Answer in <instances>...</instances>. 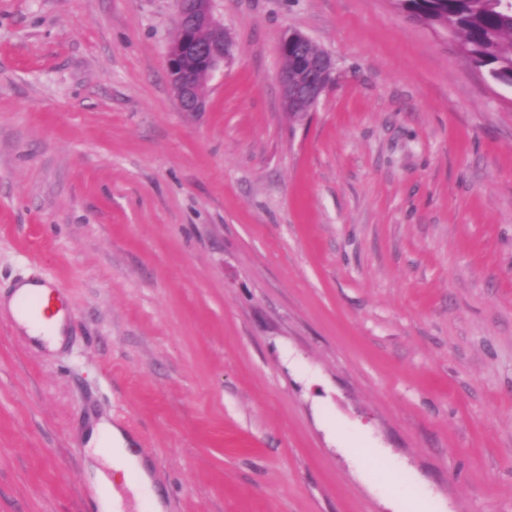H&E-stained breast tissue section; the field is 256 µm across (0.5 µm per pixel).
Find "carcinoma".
I'll return each instance as SVG.
<instances>
[{"label": "carcinoma", "instance_id": "1", "mask_svg": "<svg viewBox=\"0 0 512 512\" xmlns=\"http://www.w3.org/2000/svg\"><path fill=\"white\" fill-rule=\"evenodd\" d=\"M406 13L457 44L459 53L495 83L512 87V2L407 0Z\"/></svg>", "mask_w": 512, "mask_h": 512}]
</instances>
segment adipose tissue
I'll use <instances>...</instances> for the list:
<instances>
[{
    "instance_id": "obj_1",
    "label": "adipose tissue",
    "mask_w": 512,
    "mask_h": 512,
    "mask_svg": "<svg viewBox=\"0 0 512 512\" xmlns=\"http://www.w3.org/2000/svg\"><path fill=\"white\" fill-rule=\"evenodd\" d=\"M86 440L87 453L94 464L90 468V481L97 493L94 497L96 512H120L122 500L120 497L99 495L100 487L111 485L113 478H125L136 475V491L152 488L153 482L149 465L142 455L134 452L130 439L119 427L111 421L100 418L92 421L83 432ZM109 443L108 452H101L102 443Z\"/></svg>"
}]
</instances>
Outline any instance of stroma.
Wrapping results in <instances>:
<instances>
[{"mask_svg":"<svg viewBox=\"0 0 512 512\" xmlns=\"http://www.w3.org/2000/svg\"><path fill=\"white\" fill-rule=\"evenodd\" d=\"M181 110L175 0H0V512H90L121 426L165 512H512V88L394 0H215ZM335 60L289 118L285 33ZM213 0H177L176 35L169 46L167 71L182 111L203 112L206 96L201 92L224 64L231 38L215 17ZM202 35L203 41L197 36ZM47 288L50 292L33 291L27 293L19 301L17 314L23 321L29 322L34 327L42 331L54 323L57 313L65 308L63 305L57 306V300L61 292L55 285Z\"/></svg>","mask_w":512,"mask_h":512,"instance_id":"35a3bbf8","label":"stroma"}]
</instances>
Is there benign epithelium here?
I'll return each mask as SVG.
<instances>
[{
    "instance_id": "7a95c632",
    "label": "benign epithelium",
    "mask_w": 512,
    "mask_h": 512,
    "mask_svg": "<svg viewBox=\"0 0 512 512\" xmlns=\"http://www.w3.org/2000/svg\"><path fill=\"white\" fill-rule=\"evenodd\" d=\"M300 47L291 64L278 74L284 110L301 116L311 111L329 86L335 69L332 57L312 48V40L297 31L284 35L281 46ZM231 38L215 17L213 0H177L176 35L169 46L167 71L182 111L202 112L207 84L224 64Z\"/></svg>"
}]
</instances>
